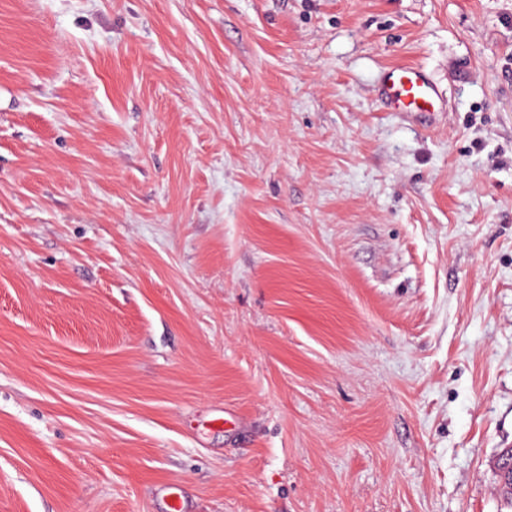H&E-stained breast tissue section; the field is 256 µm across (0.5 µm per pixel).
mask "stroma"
Wrapping results in <instances>:
<instances>
[{"label": "stroma", "instance_id": "1", "mask_svg": "<svg viewBox=\"0 0 512 512\" xmlns=\"http://www.w3.org/2000/svg\"><path fill=\"white\" fill-rule=\"evenodd\" d=\"M509 447L512 0H0V512H500ZM378 97L388 112L429 116L442 112L438 86L422 68L409 63L391 64L382 70Z\"/></svg>", "mask_w": 512, "mask_h": 512}]
</instances>
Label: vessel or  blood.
Listing matches in <instances>:
<instances>
[{
  "mask_svg": "<svg viewBox=\"0 0 512 512\" xmlns=\"http://www.w3.org/2000/svg\"><path fill=\"white\" fill-rule=\"evenodd\" d=\"M378 97L390 112L433 116L442 110L438 86L422 68L409 63L391 64L382 70Z\"/></svg>",
  "mask_w": 512,
  "mask_h": 512,
  "instance_id": "b4317fda",
  "label": "vessel or blood"
}]
</instances>
